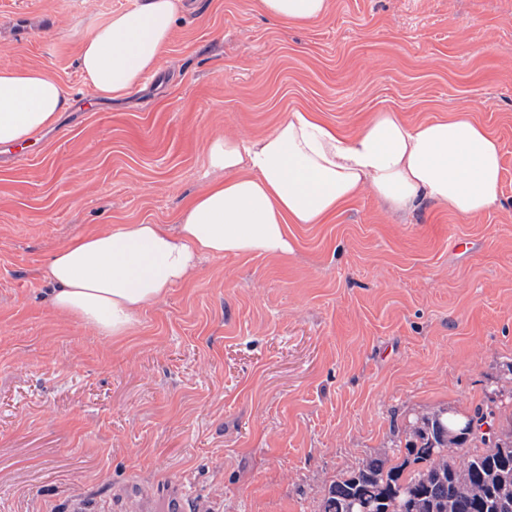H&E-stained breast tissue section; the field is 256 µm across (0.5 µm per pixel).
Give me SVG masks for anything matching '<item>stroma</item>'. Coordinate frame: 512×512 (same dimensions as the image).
Listing matches in <instances>:
<instances>
[{
    "label": "stroma",
    "mask_w": 512,
    "mask_h": 512,
    "mask_svg": "<svg viewBox=\"0 0 512 512\" xmlns=\"http://www.w3.org/2000/svg\"><path fill=\"white\" fill-rule=\"evenodd\" d=\"M128 8L0 0V68L43 67L69 98L19 154L0 145V512H107L134 479L215 512H318L417 417L491 403L512 420V0H331L288 26L256 0H181L160 68L100 99L80 39ZM296 108L347 135L379 110L471 112L501 145L498 201L465 220L365 191L290 225L288 256L200 258L128 336L55 314L56 251L116 224L177 232L222 177L207 142Z\"/></svg>",
    "instance_id": "35a3bbf8"
}]
</instances>
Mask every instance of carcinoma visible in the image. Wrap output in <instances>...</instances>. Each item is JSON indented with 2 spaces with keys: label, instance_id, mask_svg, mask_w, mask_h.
<instances>
[{
  "label": "carcinoma",
  "instance_id": "cac0c4a2",
  "mask_svg": "<svg viewBox=\"0 0 512 512\" xmlns=\"http://www.w3.org/2000/svg\"><path fill=\"white\" fill-rule=\"evenodd\" d=\"M495 419L488 407L417 418L401 461L370 458L332 480L319 512H351L354 500L373 512H512V428H496Z\"/></svg>",
  "mask_w": 512,
  "mask_h": 512
}]
</instances>
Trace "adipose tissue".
Returning a JSON list of instances; mask_svg holds the SVG:
<instances>
[{"instance_id": "1", "label": "adipose tissue", "mask_w": 512, "mask_h": 512, "mask_svg": "<svg viewBox=\"0 0 512 512\" xmlns=\"http://www.w3.org/2000/svg\"><path fill=\"white\" fill-rule=\"evenodd\" d=\"M284 25L323 20L330 0H258ZM179 0H140L83 35L78 59L97 96L120 98L156 70L170 43ZM68 105L60 82L40 67L0 69V144L51 126ZM209 166L224 178L184 206L177 234L157 224H122L80 235L48 264L52 305L107 337L129 335L140 311L188 279L197 258L285 256L288 227L321 224L363 190L391 210L428 201L463 219L498 199V138L468 112L409 126L378 111L347 136L314 111L295 110L267 135L208 142Z\"/></svg>"}]
</instances>
